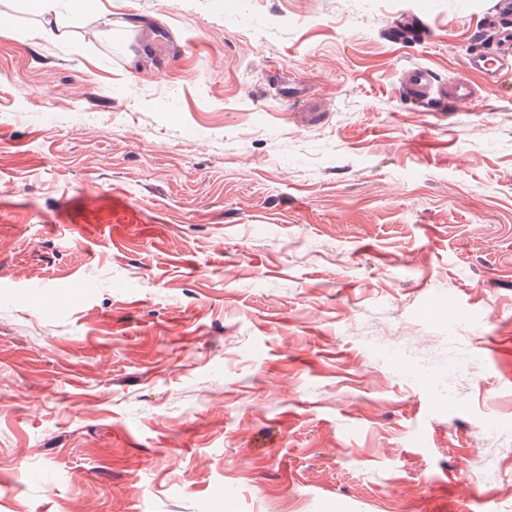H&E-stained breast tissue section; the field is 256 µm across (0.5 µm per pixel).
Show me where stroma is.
Masks as SVG:
<instances>
[{
	"mask_svg": "<svg viewBox=\"0 0 512 512\" xmlns=\"http://www.w3.org/2000/svg\"><path fill=\"white\" fill-rule=\"evenodd\" d=\"M493 2L0 0V512H512ZM34 1L35 6L41 15L53 14L57 16L60 7L65 2L66 9L72 14H81L96 7V0H26ZM471 70L482 73L485 79L495 86L501 85L503 77L512 69V63H501L499 56L489 53H475L468 60ZM475 97V90L466 78H458L448 86V91L444 97L440 98H427L417 99L413 104L423 112H429L433 109L436 102L445 105H452L454 107L468 106Z\"/></svg>",
	"mask_w": 512,
	"mask_h": 512,
	"instance_id": "obj_1",
	"label": "stroma"
}]
</instances>
